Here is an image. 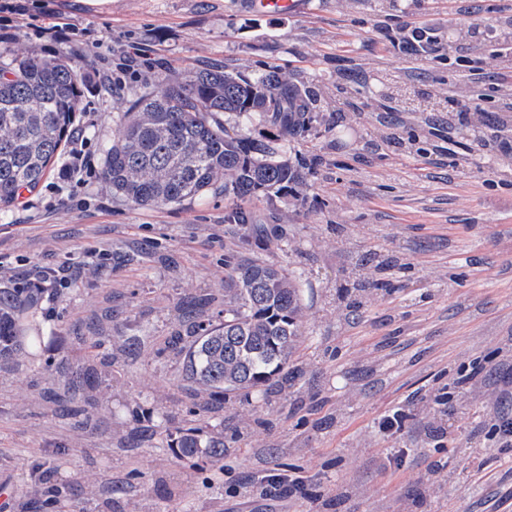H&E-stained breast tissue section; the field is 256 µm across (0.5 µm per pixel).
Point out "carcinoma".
Instances as JSON below:
<instances>
[{
    "mask_svg": "<svg viewBox=\"0 0 512 512\" xmlns=\"http://www.w3.org/2000/svg\"><path fill=\"white\" fill-rule=\"evenodd\" d=\"M84 80L63 59L0 51V210L36 188L51 170L80 111ZM318 94L277 69L253 76L222 64L181 79L164 76L125 101L122 122L105 151L104 177L112 196L132 208L180 204L222 188L232 224H252L242 204L281 194L303 196L306 175L285 142L311 129ZM231 113L248 125L269 122L278 138L256 142L217 119ZM302 273L251 258L224 260V294L179 308L171 336L158 353L182 365L195 409L217 412L229 394L267 391L293 381L288 368L303 336ZM38 299L0 289V358L18 352V329ZM97 374L68 382V402L89 404ZM176 457L212 464L224 458V434L204 440L192 426L166 432Z\"/></svg>",
    "mask_w": 512,
    "mask_h": 512,
    "instance_id": "carcinoma-1",
    "label": "carcinoma"
}]
</instances>
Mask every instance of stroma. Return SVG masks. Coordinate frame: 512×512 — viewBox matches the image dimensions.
Listing matches in <instances>:
<instances>
[{
	"mask_svg": "<svg viewBox=\"0 0 512 512\" xmlns=\"http://www.w3.org/2000/svg\"><path fill=\"white\" fill-rule=\"evenodd\" d=\"M31 22L0 25V48L62 57L78 74L146 52L136 76L92 80L75 121L103 159L122 98L167 74L223 63L274 66L315 86L314 129L286 146L306 173L303 197L248 202L232 224L223 194L130 208L102 180H65V158L34 208L0 212V288L68 265L25 327L38 365L0 362V488L8 512H41L27 493L40 464L54 482L97 483L66 512H512V447L493 432L484 394L512 390V0H306L295 16L243 0H38ZM66 22L47 43L44 25ZM436 37L410 54L412 25ZM484 116L470 136L446 108ZM284 233L287 247L264 246ZM106 268H83L92 250ZM246 256L304 273V336L294 387L226 397L218 418L189 416L177 361L157 356L176 305L223 293L224 259ZM143 336L107 369L96 404L66 415L51 394L82 372L95 331ZM66 372V373H67ZM398 425L383 429L386 417ZM220 432L227 451L191 472L156 447L160 420ZM301 478L299 487L274 482Z\"/></svg>",
	"mask_w": 512,
	"mask_h": 512,
	"instance_id": "obj_1",
	"label": "stroma"
}]
</instances>
